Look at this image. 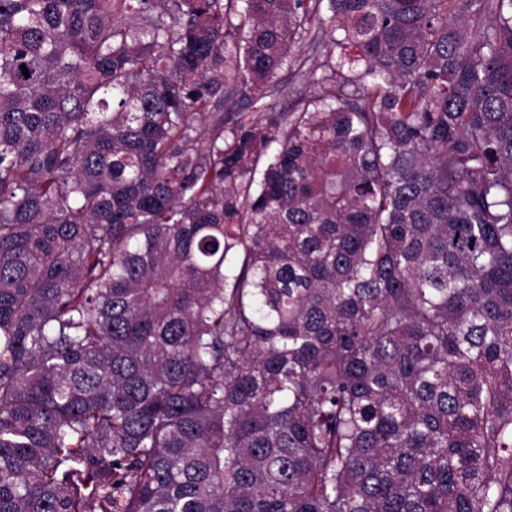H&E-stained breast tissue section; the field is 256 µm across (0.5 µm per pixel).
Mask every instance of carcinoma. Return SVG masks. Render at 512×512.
Wrapping results in <instances>:
<instances>
[{"label": "carcinoma", "mask_w": 512, "mask_h": 512, "mask_svg": "<svg viewBox=\"0 0 512 512\" xmlns=\"http://www.w3.org/2000/svg\"><path fill=\"white\" fill-rule=\"evenodd\" d=\"M0 512H512V0H0ZM275 100L278 109L288 110L296 100L298 93L304 90V81L295 72L288 70L283 72L277 79Z\"/></svg>", "instance_id": "cac0c4a2"}]
</instances>
